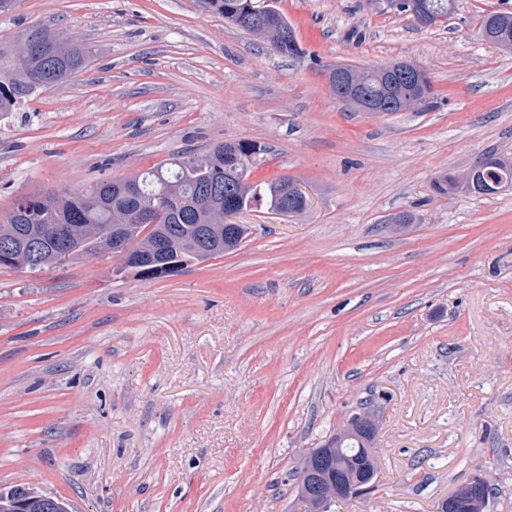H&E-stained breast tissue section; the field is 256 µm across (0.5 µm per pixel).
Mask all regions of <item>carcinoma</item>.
<instances>
[{"instance_id":"obj_1","label":"carcinoma","mask_w":512,"mask_h":512,"mask_svg":"<svg viewBox=\"0 0 512 512\" xmlns=\"http://www.w3.org/2000/svg\"><path fill=\"white\" fill-rule=\"evenodd\" d=\"M210 4L236 29L266 41L272 52L289 58L302 53L293 27L274 7L256 0H210ZM479 34L491 44L512 40V12L482 15ZM31 38L39 40V45L30 57L0 62L1 113L15 111L21 100L41 88L46 75L58 85L87 65L86 51L69 35L42 30ZM339 69L353 74L366 95L392 104L391 112L397 111L398 97L412 91L397 79L388 84L384 65L361 68L341 64ZM265 152L255 143L229 140L201 155L177 153L168 162L135 176L102 179L81 190L19 195L6 213L0 214V267L38 272L85 253H109L112 216L117 210L128 215L124 234L130 240L146 227L142 220L145 212L157 215V223L144 241L164 245V269L158 271L150 258L139 257L133 268L146 279L173 275L189 262L202 263L222 256L236 249L248 235L243 224L224 227V210L245 211L264 205L276 214L303 213L301 202L287 199L293 178L284 175L248 181L251 169ZM478 167L479 179L466 187L469 192L493 196L500 183H512L511 159L491 154ZM374 432L375 426L365 418L349 429L342 455L332 451L336 447L334 438L323 448L331 474L355 483L356 494L369 491L368 485L359 483L356 460L372 463L365 443ZM297 499L304 504L305 512H323L324 504L308 497L301 481Z\"/></svg>"}]
</instances>
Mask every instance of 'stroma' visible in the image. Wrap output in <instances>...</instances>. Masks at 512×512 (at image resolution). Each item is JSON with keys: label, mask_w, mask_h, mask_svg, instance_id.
Here are the masks:
<instances>
[{"label": "stroma", "mask_w": 512, "mask_h": 512, "mask_svg": "<svg viewBox=\"0 0 512 512\" xmlns=\"http://www.w3.org/2000/svg\"><path fill=\"white\" fill-rule=\"evenodd\" d=\"M302 54L261 50L206 0H17L0 52L78 36L87 65L0 115L14 196L134 176L182 150L265 146L296 218L257 206L242 244L140 277L109 254L0 267V491L70 512H296L292 475L368 406L370 493L332 512H438L480 477L512 512V190L434 181L512 157V52L456 0L431 28L366 0H268ZM411 60L429 105L359 112L327 66ZM410 213L412 223L394 225Z\"/></svg>", "instance_id": "1"}]
</instances>
